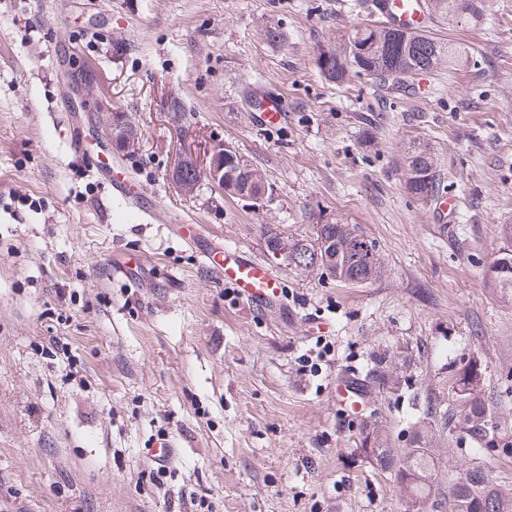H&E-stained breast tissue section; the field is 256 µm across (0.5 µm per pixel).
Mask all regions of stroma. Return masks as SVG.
Listing matches in <instances>:
<instances>
[{"instance_id":"35a3bbf8","label":"stroma","mask_w":512,"mask_h":512,"mask_svg":"<svg viewBox=\"0 0 512 512\" xmlns=\"http://www.w3.org/2000/svg\"><path fill=\"white\" fill-rule=\"evenodd\" d=\"M483 9L431 25L467 64L403 91L318 67L339 30L375 20L371 0H0V512H405L361 450L369 432L512 488V455L462 429L457 395L479 365L512 441V297L486 279L512 247V0ZM78 63L139 127L134 157L70 152L72 121L94 117L70 103ZM255 96L276 102L277 128ZM218 141L260 170L262 207L169 180L176 154ZM419 143L439 198L460 201L454 223L404 189ZM91 161L194 217L209 247L255 258L282 299L250 305L162 225L119 215ZM336 220L376 242L379 277L272 261L269 233L310 242ZM118 248L143 287L113 275ZM160 435L179 442L161 471L143 453Z\"/></svg>"}]
</instances>
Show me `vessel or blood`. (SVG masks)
Wrapping results in <instances>:
<instances>
[{
	"label": "vessel or blood",
	"instance_id": "obj_1",
	"mask_svg": "<svg viewBox=\"0 0 512 512\" xmlns=\"http://www.w3.org/2000/svg\"><path fill=\"white\" fill-rule=\"evenodd\" d=\"M414 3L415 0H375L373 10L387 23L415 27L422 25L425 17ZM110 196L117 204L134 207L142 219L166 225L172 233L182 235L185 245L196 250L200 264L206 268L223 267L225 279L248 303L263 306L278 300L279 284L271 272L236 247L227 245L219 251L200 249L199 234L188 233L187 221L164 210L155 195L138 189L130 181L115 179L110 183ZM177 446L175 438L162 435L155 438L147 454L165 465L172 460Z\"/></svg>",
	"mask_w": 512,
	"mask_h": 512
}]
</instances>
